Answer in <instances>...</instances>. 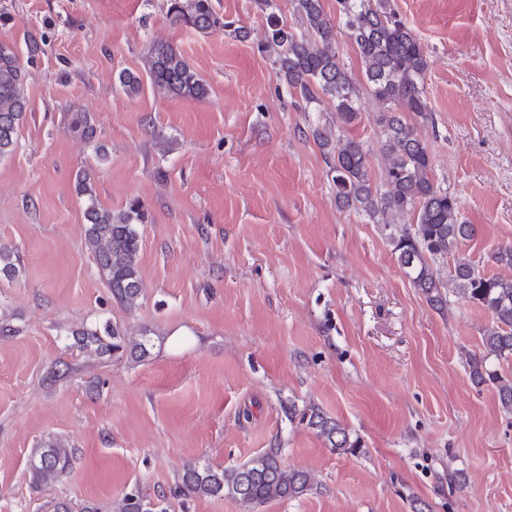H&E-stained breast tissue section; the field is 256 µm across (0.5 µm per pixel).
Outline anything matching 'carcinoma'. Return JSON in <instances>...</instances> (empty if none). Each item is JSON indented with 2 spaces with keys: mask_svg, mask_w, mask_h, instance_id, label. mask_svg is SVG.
I'll list each match as a JSON object with an SVG mask.
<instances>
[{
  "mask_svg": "<svg viewBox=\"0 0 512 512\" xmlns=\"http://www.w3.org/2000/svg\"><path fill=\"white\" fill-rule=\"evenodd\" d=\"M266 12L267 44L275 50L277 77L288 90L306 101L327 99L343 123L358 121L360 88L336 55V23L326 14L323 0H293L295 12L307 35L297 33L272 12L273 0H256ZM338 18L354 45L370 92L388 111L380 113V155L383 177L372 182L368 150L354 138L335 142L331 131L315 128L313 135L323 149L336 188L339 207L377 220L389 229L388 238L400 266L415 287L441 310L448 305V290L467 302L487 309L492 323L483 330V359L472 360L470 377L478 385L493 386L504 412L512 414V379L501 377L485 365L512 356V278L486 275L471 259L457 255L448 275L441 276L436 260L443 259L458 244L475 235V227L458 217L457 199L435 185L426 146L401 113L412 112L423 119L429 108L423 78L428 69L426 52L412 30L391 10L389 0H336ZM171 21L199 33L224 28L239 39L248 31L224 21L212 0H170ZM146 66L153 89L165 97L201 99L206 85L181 53L169 43L149 50ZM27 100L24 73L14 48L0 44V157L14 151ZM77 189L87 198L84 211V244L112 295L128 311L139 307L142 282L139 270L138 225L147 217L139 204L112 211L98 205L91 178L79 176ZM417 210L416 222L403 224L399 217ZM18 254L0 247V276L13 279L19 272ZM74 343L99 355L148 352L149 338L131 337L125 330L105 323L101 328L73 333ZM301 420L316 431L338 454L352 453L356 443L332 417L315 408L305 409ZM73 453L61 441H49L33 452L30 470L33 482L48 486L72 467ZM183 493L203 497L228 495L243 512L266 502L299 498L312 490L311 477L303 470L281 465L279 449L270 448L248 462L232 468L208 463L189 466L179 476Z\"/></svg>",
  "mask_w": 512,
  "mask_h": 512,
  "instance_id": "cac0c4a2",
  "label": "carcinoma"
}]
</instances>
